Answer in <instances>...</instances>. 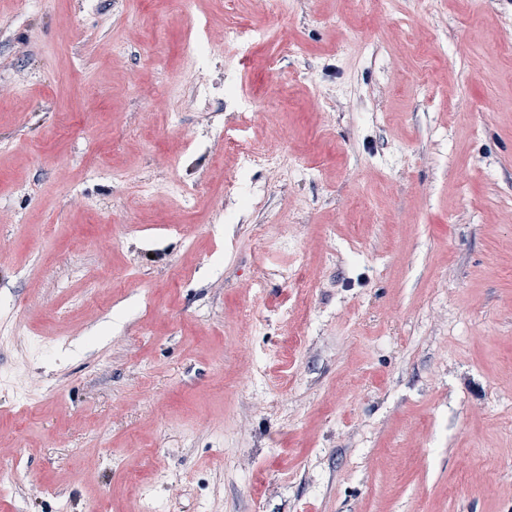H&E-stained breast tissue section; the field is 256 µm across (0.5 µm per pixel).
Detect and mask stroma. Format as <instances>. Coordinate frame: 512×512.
<instances>
[{"instance_id":"stroma-1","label":"stroma","mask_w":512,"mask_h":512,"mask_svg":"<svg viewBox=\"0 0 512 512\" xmlns=\"http://www.w3.org/2000/svg\"><path fill=\"white\" fill-rule=\"evenodd\" d=\"M1 325L0 512H512V0H0ZM183 54L195 63L204 66L208 52L224 43L226 53L232 51L242 35L241 26H224L216 33L200 20H187L184 25ZM234 148L242 168L261 165L277 172L283 180H288L298 166L290 158L286 164L283 155L277 151L259 149L244 142L234 144Z\"/></svg>"}]
</instances>
